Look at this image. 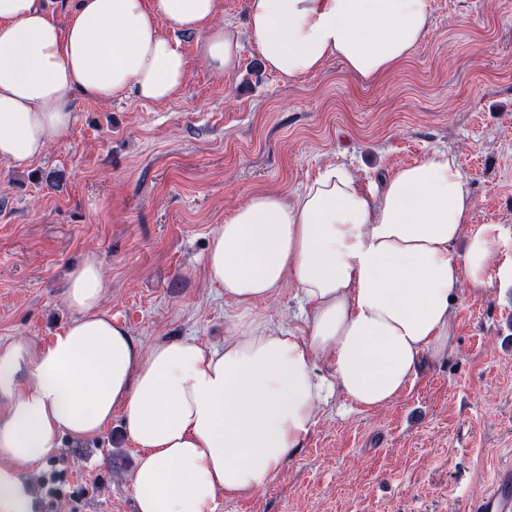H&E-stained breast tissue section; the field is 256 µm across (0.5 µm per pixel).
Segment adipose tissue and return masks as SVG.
<instances>
[{
	"label": "adipose tissue",
	"mask_w": 512,
	"mask_h": 512,
	"mask_svg": "<svg viewBox=\"0 0 512 512\" xmlns=\"http://www.w3.org/2000/svg\"><path fill=\"white\" fill-rule=\"evenodd\" d=\"M428 2L249 0L248 26L264 64L284 77L337 56L369 79L420 42ZM222 12V0H77L61 24L41 0H0V160L40 157L69 128L74 99L176 101L188 61L174 33L197 34L201 58L233 75L242 45ZM473 210L444 151L375 189L332 166L293 199L254 195L225 214L205 256L229 304L214 350L188 338L142 348L104 308L102 264L87 254L68 277L70 324L45 348L0 349V512H36L28 469L62 439L99 435L117 409L142 450L137 512H215L219 493L264 489L334 398L385 406L422 357L453 346L457 288L486 284L499 237L498 225L473 223ZM288 283L302 335L259 307ZM321 356L332 376L317 374Z\"/></svg>",
	"instance_id": "1"
}]
</instances>
